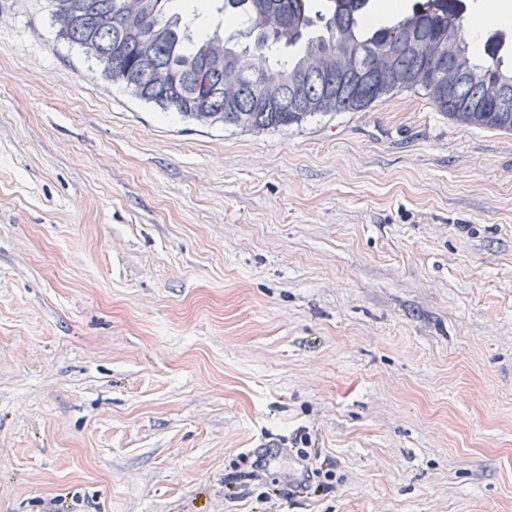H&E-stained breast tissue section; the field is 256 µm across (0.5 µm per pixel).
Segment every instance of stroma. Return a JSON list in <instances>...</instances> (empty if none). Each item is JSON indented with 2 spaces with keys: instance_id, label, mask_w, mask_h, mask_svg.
Returning <instances> with one entry per match:
<instances>
[{
  "instance_id": "stroma-1",
  "label": "stroma",
  "mask_w": 512,
  "mask_h": 512,
  "mask_svg": "<svg viewBox=\"0 0 512 512\" xmlns=\"http://www.w3.org/2000/svg\"><path fill=\"white\" fill-rule=\"evenodd\" d=\"M303 438L278 512H512V133L201 124L0 0V512H253ZM288 448V456H292L295 453V456L297 459H299L301 462L306 463V467L303 465V468L306 472V478L304 483L301 485L303 486L302 489L305 492H310L313 488V484L311 483L314 479V477L320 478V475L322 474V467L321 468H312L313 461L318 460V452L314 451L312 452L311 448Z\"/></svg>"
}]
</instances>
